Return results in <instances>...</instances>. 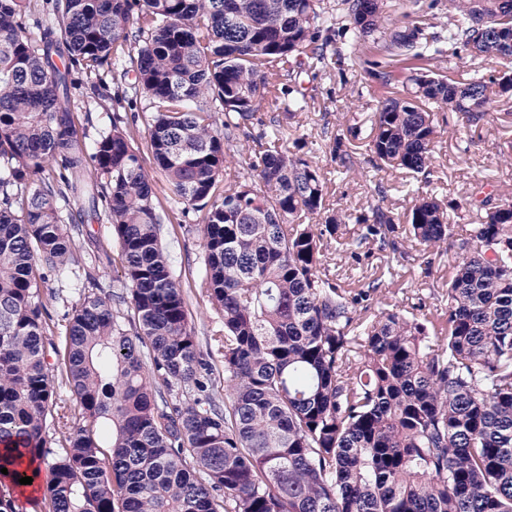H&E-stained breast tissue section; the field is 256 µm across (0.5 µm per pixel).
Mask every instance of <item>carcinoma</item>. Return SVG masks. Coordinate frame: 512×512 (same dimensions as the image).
Returning a JSON list of instances; mask_svg holds the SVG:
<instances>
[{
  "label": "carcinoma",
  "instance_id": "cac0c4a2",
  "mask_svg": "<svg viewBox=\"0 0 512 512\" xmlns=\"http://www.w3.org/2000/svg\"><path fill=\"white\" fill-rule=\"evenodd\" d=\"M29 5L0 0V512H20L1 487L24 489L18 479L52 454L53 411L66 438L49 512H512V198L446 204L407 190L425 270L455 249L446 309L371 315L386 278L346 288L330 275L327 247L347 216L326 207L323 175L282 133L307 93L282 98L275 83L334 66L399 89L377 101L369 151L379 169L425 173L435 112L472 127L492 97L512 98V0H406L392 29L388 0H53L58 29L42 24L37 43L23 27ZM119 41L134 51L121 78L149 100L151 154L179 203L222 196L203 218L200 282L224 324L222 406L202 380L126 122L115 115L88 146L71 119L72 67L103 65ZM464 54L492 68L461 77ZM443 57L448 72L430 69ZM271 95L280 113L265 121ZM254 124L243 179L224 141ZM331 155L337 173L354 167L343 138ZM52 160L61 170L47 176ZM90 162L98 182L86 180ZM72 197L93 215L105 202L127 288L111 297L90 276L79 288L64 353L75 412L59 402L36 283L40 267L78 265L79 225L58 206ZM385 197L375 184L348 249L372 241L405 262ZM449 208H475L480 221L459 228Z\"/></svg>",
  "mask_w": 512,
  "mask_h": 512
}]
</instances>
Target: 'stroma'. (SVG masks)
Segmentation results:
<instances>
[{"mask_svg":"<svg viewBox=\"0 0 512 512\" xmlns=\"http://www.w3.org/2000/svg\"><path fill=\"white\" fill-rule=\"evenodd\" d=\"M72 119L85 142H93L101 132L111 127L113 113L126 116L128 128L138 146L145 170L155 185L154 203L164 214L161 241L168 252L174 272L184 286V298L191 325L202 351L210 352L212 375L209 386L216 397L224 395V361L216 352V339L223 325L204 296L198 283L204 274L205 252L202 246L198 212L183 213L177 204L165 176L155 168L149 149L146 101L129 102L112 78L111 64L95 71L77 69ZM299 84L311 101L308 111L285 122L288 141L305 139L306 157L319 168L327 187L330 209L346 210L353 219L348 222L346 237L357 235L356 216L367 213L371 189L382 182L387 189L384 201L396 217L398 230H405L410 199L403 195V185L411 184L423 192H433L445 200H461L477 192L491 189L512 193V100L500 99L488 124L466 127L455 115L437 113L440 134L435 144L429 174L404 171H376L368 151L371 119L383 90L363 72L346 71L345 75L307 72ZM356 128L347 136V128ZM345 134L344 145L355 160L347 177L336 174V164L329 149L337 134ZM75 245L81 266L95 278L98 286L108 293L124 292L119 246L110 224L85 220L84 232L76 236ZM330 272L343 284H350L360 274L392 273L394 284L386 290L382 301L405 308H420L427 313L441 301V288L448 277L451 256L442 263L424 270L418 263L394 264L389 252L377 245L366 244L359 257L339 248L332 254ZM39 299L47 312V336L56 352L49 361L61 365L60 349L65 346L66 327L72 307L78 300L70 274L48 275L39 282Z\"/></svg>","mask_w":512,"mask_h":512,"instance_id":"stroma-1","label":"stroma"}]
</instances>
